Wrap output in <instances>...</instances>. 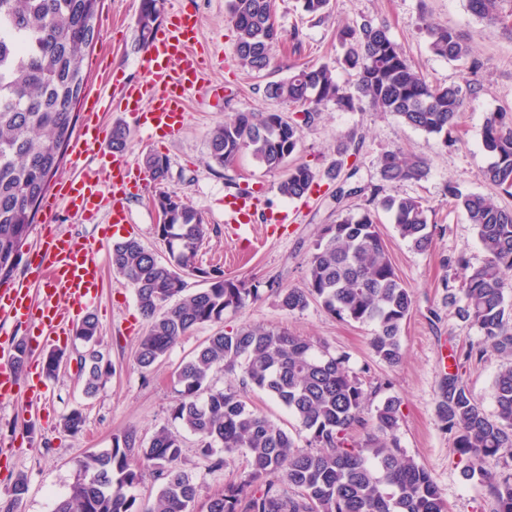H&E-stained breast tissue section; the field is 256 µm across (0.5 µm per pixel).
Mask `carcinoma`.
<instances>
[{
    "label": "carcinoma",
    "mask_w": 512,
    "mask_h": 512,
    "mask_svg": "<svg viewBox=\"0 0 512 512\" xmlns=\"http://www.w3.org/2000/svg\"><path fill=\"white\" fill-rule=\"evenodd\" d=\"M468 11L480 21H502L501 0H466ZM159 0H141L136 19L139 41L147 46L157 30ZM102 0H0V283L9 279L21 258L50 178L63 163L73 137L77 104L88 77L85 51L99 38L92 19ZM330 0H301L302 11L320 21L329 18ZM228 15L236 34L235 57L251 71H263L274 59L279 40L272 0H228ZM419 29L431 53L449 61L470 56L471 48L453 28L420 16ZM343 53L341 68L354 72L357 94L336 79L327 63L305 66L265 87L266 98L300 107L301 120L272 111L240 112L209 132V158L219 166L233 163L247 152L271 172H280L279 195L301 199L318 186L307 163H293L301 126L312 125L321 106L332 102L353 111L367 102L403 123L437 136L453 147L456 120L480 89L476 81L463 89L456 84L432 86L412 67L386 26L365 20L345 25L336 34ZM483 150L491 162L484 181L512 195V124L499 113L489 114L481 131ZM328 178H351L356 163L347 149ZM144 168L160 185L169 161L153 153ZM385 183L420 181L429 171L422 158L399 150L379 160ZM376 188L368 206L340 215L322 230L315 244L304 288L279 291V306L302 311L317 301L342 321L374 327L375 356L393 365L400 358V333L413 309V295L399 278L378 230L376 204L393 216L399 237L413 250L429 248L432 233L423 203L411 196L379 197ZM154 206L168 220L156 226L168 244L161 261L138 238L112 244L113 272L135 292L138 308L148 321L139 340L136 364L148 369L194 329L224 322L260 297L254 284L228 278L224 270L203 269L198 253L208 228L203 216L183 199L165 190L154 195ZM448 202L462 209L477 231L486 255L457 285L448 286V302H462L457 313L482 336L465 359L485 348L512 356V304L505 302V286L512 272V209L492 196L468 192L448 184ZM198 276L206 287L187 288L186 277ZM85 351L79 356L84 391L95 394L111 373L100 351L101 327L87 315L76 328ZM219 371L239 372L241 390L212 384ZM260 390L283 405L309 435L310 449L253 409L241 391ZM496 418H488L473 398L462 374L450 371L440 383L439 414L454 435L455 448L466 457V475L479 476L496 503L495 512H512V474L498 473L493 464L512 458V365L493 381ZM173 419L180 428L162 426L144 440L136 431L113 437L112 447L75 462L77 478L55 512H449L430 472L404 455L395 432L401 401L389 396L365 416L370 394L363 381L346 366V358L319 348L304 336L285 329L244 325L213 336L174 375ZM85 417L73 409L63 417L64 429L79 435ZM197 437L210 471L224 468L225 455L239 453L247 474L227 483L198 502L195 474L182 464L183 433ZM160 480L152 507L145 509L133 489L144 469ZM29 491L26 476H18L0 497V512H19Z\"/></svg>",
    "instance_id": "1"
}]
</instances>
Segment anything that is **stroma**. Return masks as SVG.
Listing matches in <instances>:
<instances>
[{"label":"stroma","instance_id":"obj_1","mask_svg":"<svg viewBox=\"0 0 512 512\" xmlns=\"http://www.w3.org/2000/svg\"><path fill=\"white\" fill-rule=\"evenodd\" d=\"M226 4L227 0H161L162 17L176 11L196 16L201 49L210 61L199 87L187 98L186 123L176 138L156 142L132 130L128 113L118 107L103 113V121L110 128H129L124 154L132 164L142 165L149 153L167 156L169 172L161 188L183 197L207 223L208 232L199 251L200 266H218L227 277L260 284L259 299L226 313L225 327L251 324L285 328L326 346L332 354L346 355L351 370L371 391L372 405H380L389 396L400 399L399 445L406 456L430 472L451 512H493L495 502L479 478L464 474L466 462L440 418L438 399L441 378L448 370L443 355H456L481 340L478 330L448 303L449 285L458 284L463 274V265L456 259L464 257L465 265L472 266L485 259L464 211L449 205L448 186L454 183L474 193L495 194L501 205L512 207L511 196L497 194L481 177L490 161L481 144L484 118L499 110L512 111V35L473 17L466 0H332L333 16L323 23L311 21L298 0H274L281 37L273 65L258 73L236 63L235 34ZM139 8L140 0H104L97 20L99 38L84 60L89 74L88 97H112L115 82L145 77V51L138 45L136 31ZM423 12L468 39L469 59L448 61L430 53L427 38L418 29ZM364 18L387 26L429 84L478 78V95L468 100L459 115L455 147H446L440 138L369 106L346 111L329 103L315 124L302 129L296 159L314 168L320 182L307 198L288 200L278 195L275 185L279 173L267 171L251 155H242L226 168L211 163V128L241 112L277 111L295 116L294 105L265 97L266 83L288 76L293 67L335 63L341 53L337 26ZM474 60L481 64L475 75L469 69ZM107 71L112 72L113 81L104 79ZM215 85L224 88V97L218 101L208 93ZM342 145L356 151L355 181L363 193L338 203L331 196L335 184L327 172ZM391 150L426 159L428 176L416 183L383 184L378 161ZM378 186L387 195L419 198L427 209L432 231L430 248L415 251L397 235L391 214L380 208L375 211L385 246L414 299L401 331L402 359L393 366L374 355L370 325L339 320L315 302L291 313L280 308L278 297L281 289L304 287L308 262L325 225L335 223L341 210L364 205L367 191ZM157 188L147 183L130 202L131 223L126 233L162 258L167 246L155 231L158 218L150 204ZM240 189L254 192L259 207L252 226L229 237L224 233V198ZM52 227L59 233L90 240L103 267L101 291L88 311L102 326L100 349L112 364V374L94 396H85L78 367L84 347L70 335L60 344L61 365L48 381L50 390L38 419L28 420L22 400L0 402V444L10 442L23 427L31 429V444L14 449L5 467L0 468V495L18 475L28 480L29 492L21 512H53L76 477V459L111 447L114 435L133 430L146 439L161 426H173L174 373L217 331L210 324L198 327L149 370H141L134 355L148 322L138 309L131 285L112 270L110 255L118 235L113 231L110 212L101 211L92 221L84 222L75 220L61 205L54 212ZM506 362V356L489 350L482 359L465 362L462 369L465 384L486 415L495 413L493 380ZM75 407L85 416V428L77 436L62 425L63 416ZM183 462L195 473L202 500L225 483L240 481L246 472V463L237 454L226 456L223 470L208 472L197 440L189 433L184 436Z\"/></svg>","mask_w":512,"mask_h":512}]
</instances>
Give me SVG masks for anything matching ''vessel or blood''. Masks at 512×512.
Returning a JSON list of instances; mask_svg holds the SVG:
<instances>
[{
    "label": "vessel or blood",
    "instance_id": "1",
    "mask_svg": "<svg viewBox=\"0 0 512 512\" xmlns=\"http://www.w3.org/2000/svg\"><path fill=\"white\" fill-rule=\"evenodd\" d=\"M145 63V79L122 85L119 96L139 132L175 137L185 119L186 96L202 80L195 20L185 14L170 17L150 42ZM111 107V102L103 100L85 112L82 131L72 148L73 161L101 150L106 141L101 114ZM145 180L140 168L125 156L114 155L104 166L84 168L60 180L55 201L83 220L111 205L112 223L118 228L129 221L125 200L142 189ZM256 208V199L249 193L226 195L224 222L231 229H242L250 224ZM38 250L43 254L35 272L41 284L39 293H32L24 282L0 289V319L20 326L37 324L43 341L50 343L97 299L102 270L92 254V244L77 237L43 239ZM15 354V343H0V400L24 394L40 401L49 391L47 380L19 386L13 375Z\"/></svg>",
    "mask_w": 512,
    "mask_h": 512
}]
</instances>
